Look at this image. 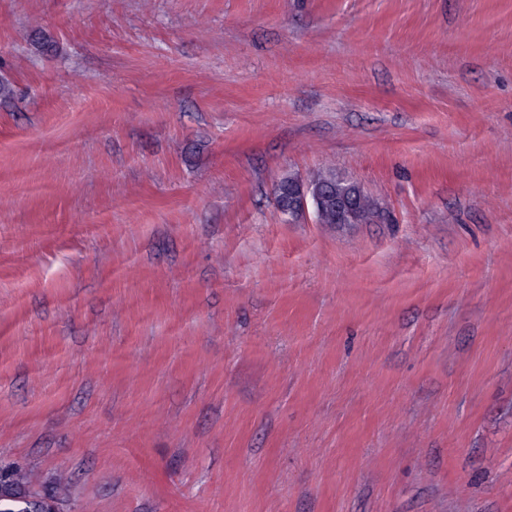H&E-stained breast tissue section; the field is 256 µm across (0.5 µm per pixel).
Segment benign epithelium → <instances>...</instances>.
I'll return each mask as SVG.
<instances>
[{
	"label": "benign epithelium",
	"instance_id": "benign-epithelium-1",
	"mask_svg": "<svg viewBox=\"0 0 512 512\" xmlns=\"http://www.w3.org/2000/svg\"><path fill=\"white\" fill-rule=\"evenodd\" d=\"M279 208L285 215L294 211L305 215L310 212L319 215L325 209L331 208L336 211L337 219L342 224H356L361 221L351 193L336 190L334 184L322 188L313 187L301 178L288 184V193L279 203Z\"/></svg>",
	"mask_w": 512,
	"mask_h": 512
}]
</instances>
